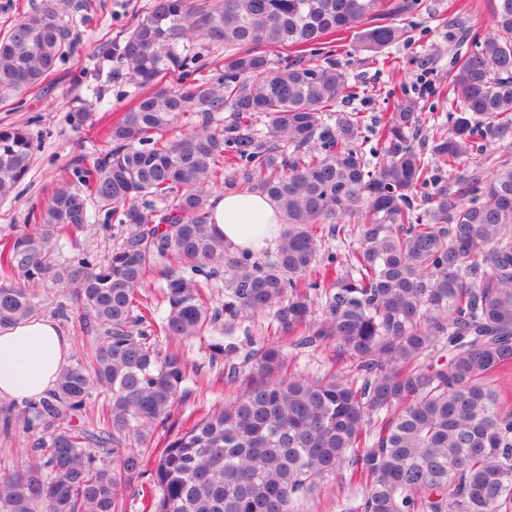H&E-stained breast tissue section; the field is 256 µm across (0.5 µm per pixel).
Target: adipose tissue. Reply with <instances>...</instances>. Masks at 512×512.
<instances>
[{
	"mask_svg": "<svg viewBox=\"0 0 512 512\" xmlns=\"http://www.w3.org/2000/svg\"><path fill=\"white\" fill-rule=\"evenodd\" d=\"M211 225L228 244L261 254L280 234L278 213L266 197L247 190L210 200ZM72 345L54 319L33 317L0 329V399L23 406L57 383Z\"/></svg>",
	"mask_w": 512,
	"mask_h": 512,
	"instance_id": "obj_1",
	"label": "adipose tissue"
}]
</instances>
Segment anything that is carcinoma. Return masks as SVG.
Segmentation results:
<instances>
[{
    "label": "carcinoma",
    "mask_w": 512,
    "mask_h": 512,
    "mask_svg": "<svg viewBox=\"0 0 512 512\" xmlns=\"http://www.w3.org/2000/svg\"><path fill=\"white\" fill-rule=\"evenodd\" d=\"M420 6L152 0L106 45L101 59L119 60L137 87L104 130L112 148L32 208L33 232L0 238V328L36 315L54 286L71 292L91 337L48 397L0 404V430L31 443L27 464L0 475V512H126V488L147 472L143 512H301L327 478L362 488L344 512H512V412L494 385L512 368V160L468 165L512 139V0H497L493 31L462 35L445 109L407 100L375 121L382 156L363 147L364 116L339 110L360 86L335 61H310L364 22ZM70 7L89 3L44 0L0 39V86L34 89L75 51ZM407 38L378 23L359 45L381 54ZM210 48L224 49L214 82ZM187 113L193 128L170 135ZM38 148L26 128H0L1 201ZM241 185L282 217L259 260L210 223L213 193ZM100 216L126 226L107 260L76 241L60 259ZM221 267L218 309L201 280ZM317 267L322 278H307ZM153 269L165 280L155 310L144 301ZM256 316L294 349L333 345L354 371H288V347L235 336ZM159 336L207 339L210 364L241 389L165 434L147 471L133 445L190 394L182 356ZM100 397L108 406L88 411Z\"/></svg>",
    "instance_id": "1"
}]
</instances>
